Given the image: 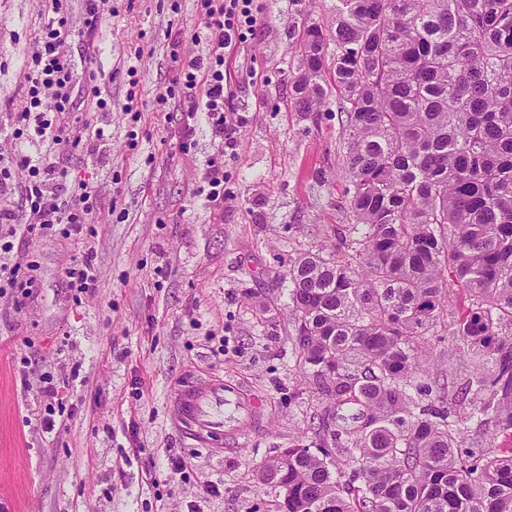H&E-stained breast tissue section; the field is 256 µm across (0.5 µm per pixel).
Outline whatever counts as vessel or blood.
<instances>
[{
	"label": "vessel or blood",
	"mask_w": 512,
	"mask_h": 512,
	"mask_svg": "<svg viewBox=\"0 0 512 512\" xmlns=\"http://www.w3.org/2000/svg\"><path fill=\"white\" fill-rule=\"evenodd\" d=\"M176 402L186 428L194 435L223 430V386L199 383L186 387L178 393Z\"/></svg>",
	"instance_id": "obj_1"
}]
</instances>
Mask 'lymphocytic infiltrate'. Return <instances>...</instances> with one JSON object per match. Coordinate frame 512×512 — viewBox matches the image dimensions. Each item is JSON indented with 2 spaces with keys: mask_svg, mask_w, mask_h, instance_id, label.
<instances>
[{
  "mask_svg": "<svg viewBox=\"0 0 512 512\" xmlns=\"http://www.w3.org/2000/svg\"><path fill=\"white\" fill-rule=\"evenodd\" d=\"M53 17L44 24L36 47L24 61L26 93L14 114L17 135L27 136L33 150L22 155L20 169L25 180H16L11 171L0 169V296L29 298L33 282L10 260L18 240L41 232H57L64 238H81L86 224L98 209L96 181L73 175L57 164L60 145H84L98 151L105 142L103 127L70 123L75 111L73 99L77 81L74 65L62 51L70 35L68 0H52ZM203 17L195 41L205 42L207 52H181V37L172 40L171 58L175 76L170 87L158 94L159 107L177 99L180 122L172 136L181 152L193 143L195 124L205 118L218 154L205 172L206 201L224 200V149L233 147L237 122L224 111V56L245 40V33L264 20L261 0H198Z\"/></svg>",
  "mask_w": 512,
  "mask_h": 512,
  "instance_id": "1",
  "label": "lymphocytic infiltrate"
}]
</instances>
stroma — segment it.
<instances>
[{
  "label": "stroma",
  "mask_w": 512,
  "mask_h": 512,
  "mask_svg": "<svg viewBox=\"0 0 512 512\" xmlns=\"http://www.w3.org/2000/svg\"><path fill=\"white\" fill-rule=\"evenodd\" d=\"M264 4L263 25L224 60L242 123L218 205L198 194L215 152L207 124L185 154L171 137L176 115L154 107L174 75L171 32L196 48V0H112L89 67L68 37L78 83L92 76L112 94L111 111L84 103L70 120L104 124L110 137L97 159L72 146L56 156L98 178L83 244L22 241L36 293L0 299V512H274L257 464L313 438L327 402L302 381L284 276L301 252L342 251L333 228L349 221L345 115L332 93L310 114L291 98L302 34L329 27L336 0ZM49 6L0 0V168L16 160L11 112ZM86 248L99 282L77 296L65 269ZM48 374L64 385L50 432L39 423ZM197 381L242 403L225 410L223 435L199 440L183 427L174 398ZM176 458L183 473L171 471Z\"/></svg>",
  "instance_id": "35a3bbf8"
}]
</instances>
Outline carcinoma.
Masks as SVG:
<instances>
[{"instance_id":"1","label":"carcinoma","mask_w":512,"mask_h":512,"mask_svg":"<svg viewBox=\"0 0 512 512\" xmlns=\"http://www.w3.org/2000/svg\"><path fill=\"white\" fill-rule=\"evenodd\" d=\"M300 52L291 103L332 89L346 116L353 223L342 255L288 268L294 350L331 420L257 480L277 512H512V447L484 442L512 440V0H336ZM440 329L469 368L446 392L424 347Z\"/></svg>"}]
</instances>
